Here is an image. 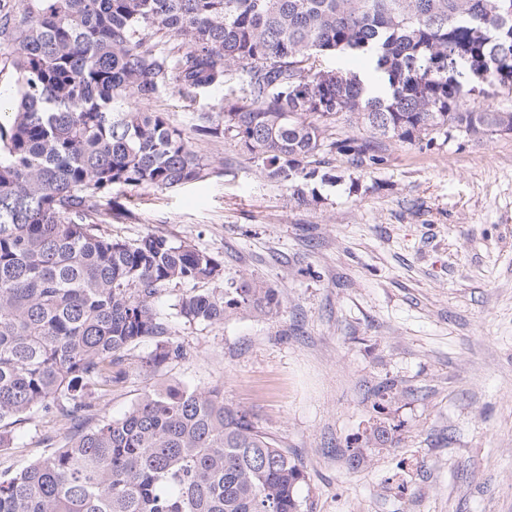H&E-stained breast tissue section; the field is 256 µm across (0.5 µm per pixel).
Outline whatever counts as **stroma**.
<instances>
[{"label":"stroma","mask_w":512,"mask_h":512,"mask_svg":"<svg viewBox=\"0 0 512 512\" xmlns=\"http://www.w3.org/2000/svg\"><path fill=\"white\" fill-rule=\"evenodd\" d=\"M249 97L239 68L192 100L160 92L150 111L190 138L210 174L113 192L127 215L102 231L194 245L282 305L189 326L173 309L188 286H167L155 309L182 357L152 376L142 363L154 340L131 346L89 425L162 382L218 385L302 464V512H512V135L388 140L384 163L362 172L330 153L320 178L301 181V204L234 138L195 130L220 100ZM378 429L385 443L370 442ZM68 432L50 415L16 426L0 472ZM353 448L364 455L355 469Z\"/></svg>","instance_id":"obj_1"}]
</instances>
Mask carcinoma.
<instances>
[{"label": "carcinoma", "mask_w": 512, "mask_h": 512, "mask_svg": "<svg viewBox=\"0 0 512 512\" xmlns=\"http://www.w3.org/2000/svg\"><path fill=\"white\" fill-rule=\"evenodd\" d=\"M0 45L15 88L0 99V450L41 413L72 425L49 454L0 473V512H300V464L217 386H162L82 424L128 346L156 339L151 373L180 357L154 307L161 289L222 283L178 299L189 325L281 306L190 244L101 232L121 217L113 190L208 176L146 104L246 69L250 101L200 114L196 131L230 134L302 201L296 180L316 178L323 154L362 170L384 162L385 139L480 141L512 125V112L467 107L479 83L459 77L492 59L487 86L512 88V0H19L0 6ZM328 54L367 58L378 84L317 68ZM339 115L370 136L329 138Z\"/></svg>", "instance_id": "cac0c4a2"}]
</instances>
